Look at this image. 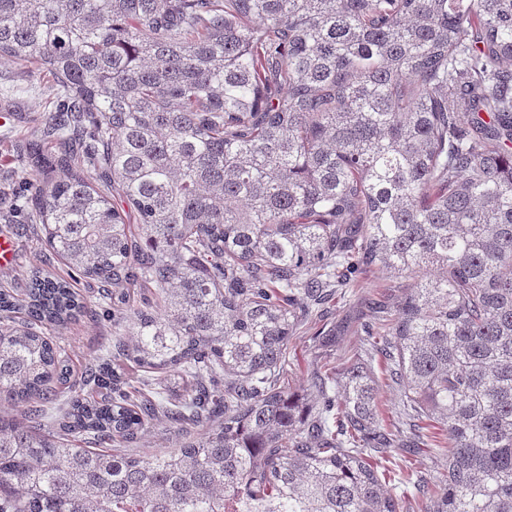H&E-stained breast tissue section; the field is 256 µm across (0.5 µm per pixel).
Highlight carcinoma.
<instances>
[{
  "label": "carcinoma",
  "instance_id": "obj_1",
  "mask_svg": "<svg viewBox=\"0 0 512 512\" xmlns=\"http://www.w3.org/2000/svg\"><path fill=\"white\" fill-rule=\"evenodd\" d=\"M3 57L53 78L32 223L152 300L71 383L43 330L93 310L38 269L0 289V512H512V0H0ZM376 265L369 352L448 449L401 499L371 367L315 373L317 406L276 381ZM160 418L208 429L127 453Z\"/></svg>",
  "mask_w": 512,
  "mask_h": 512
}]
</instances>
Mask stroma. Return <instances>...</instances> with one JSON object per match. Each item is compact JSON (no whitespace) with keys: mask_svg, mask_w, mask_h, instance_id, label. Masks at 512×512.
Instances as JSON below:
<instances>
[{"mask_svg":"<svg viewBox=\"0 0 512 512\" xmlns=\"http://www.w3.org/2000/svg\"><path fill=\"white\" fill-rule=\"evenodd\" d=\"M0 94L12 99L9 110H0V237L11 238L17 259L0 266L1 288H23L31 269L38 268L53 277L70 282L75 290L96 311V319L80 318L62 332L50 337L74 372H81L86 363L108 349L116 336H130L128 324H116L112 318L111 301L100 298L97 282L79 275L46 250L39 239V228L29 224L30 182L41 180L40 172L22 167L20 149L28 131L43 112L51 107L54 97L49 83L38 71L0 59ZM397 291L394 280L381 267L351 275L344 300L331 304L323 317L325 324L348 323L349 328L336 344L320 347L314 341L316 325H301L288 345V363L277 376L280 387L305 391L314 371L342 372L361 358L368 338L363 325L372 323L373 300L394 302ZM388 467L395 472L423 478L437 484L448 468V458L418 448H393L388 453Z\"/></svg>","mask_w":512,"mask_h":512,"instance_id":"35a3bbf8","label":"stroma"}]
</instances>
